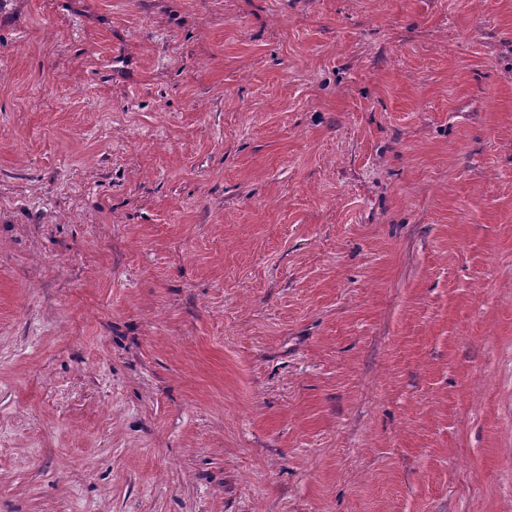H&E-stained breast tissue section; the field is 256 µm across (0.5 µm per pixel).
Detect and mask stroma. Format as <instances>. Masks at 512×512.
I'll return each instance as SVG.
<instances>
[{
    "label": "stroma",
    "instance_id": "obj_1",
    "mask_svg": "<svg viewBox=\"0 0 512 512\" xmlns=\"http://www.w3.org/2000/svg\"><path fill=\"white\" fill-rule=\"evenodd\" d=\"M0 512H512V0H0Z\"/></svg>",
    "mask_w": 512,
    "mask_h": 512
}]
</instances>
